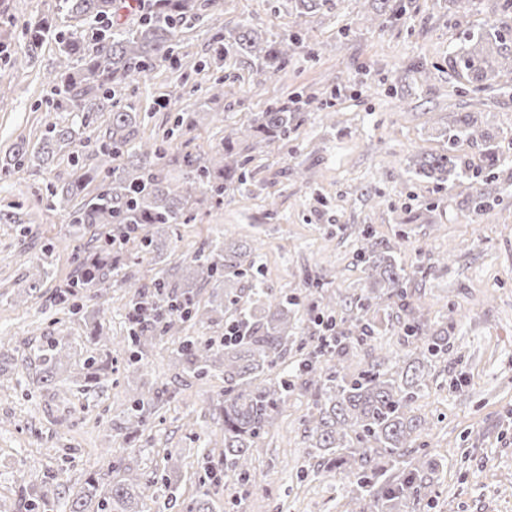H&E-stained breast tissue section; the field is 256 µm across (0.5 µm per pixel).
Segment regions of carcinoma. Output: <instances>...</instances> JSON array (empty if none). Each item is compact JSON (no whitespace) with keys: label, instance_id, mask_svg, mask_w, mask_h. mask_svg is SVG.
Listing matches in <instances>:
<instances>
[{"label":"carcinoma","instance_id":"1","mask_svg":"<svg viewBox=\"0 0 512 512\" xmlns=\"http://www.w3.org/2000/svg\"><path fill=\"white\" fill-rule=\"evenodd\" d=\"M223 0H154L141 22L132 27L118 22L120 12L133 10L130 0H59L74 24L66 31L53 28L39 18L25 22L18 34V51L10 68L27 66L38 57L47 39L57 48L58 79L55 91L62 96L56 107L75 113L71 124L49 122L37 146L19 142L8 153L4 165L21 169L32 159L49 164L63 148L83 142L85 113L108 112L110 122L96 137L97 164L74 169L71 179L50 192L48 206L63 208L68 223L94 232L84 245L75 275L58 294L71 316L87 320V305H69L76 289L104 294L116 286L124 289L128 328L125 342L131 353L128 366L146 367L148 348L166 336L177 340L176 356L183 369L197 378L224 375V393L216 401L223 415L224 476L234 479L238 492L248 494L259 486L254 465L258 441L273 428L279 409L300 383L310 391L314 412L306 421L309 438L307 456L326 460L340 469L351 486L348 512H405L412 503L432 499L434 479L441 462L424 454L411 457L417 440L428 433V423L410 414L437 361L448 355L452 344L448 330H433L421 321L412 292V279L401 267L391 247L362 230L358 258L371 288L350 301L357 310L355 323L336 319L342 300L316 286V313L311 318L321 333L314 345L297 341L293 323L294 302L267 295L251 285L237 289L252 268L258 248L248 240L228 244L224 232L203 245L192 259L173 271L140 277L124 268L155 255L162 242L155 231H173L192 205L205 200L220 201L228 186L247 183L250 158L233 152L228 145L204 159L189 151L179 154L182 183L173 184L162 175L161 161L169 155L175 133L185 134L197 122L195 112H176L173 126L161 140L136 143L139 113L132 105L115 107L123 90L138 84L158 64L174 63L178 34L182 27L220 14ZM216 52L244 57L261 75L277 72L288 57L303 45L298 33L270 38L254 28L229 35L214 34ZM460 75L477 89L489 88L503 71L512 72V48L502 31L493 26L460 47L454 57ZM296 107L271 103L257 113L240 134L268 143L285 140L293 129ZM445 148L416 163L415 175L446 186L461 178L476 182L493 179L491 170L499 157L497 146H489L485 165H474L457 152L463 140L486 139L476 120L465 114L443 130ZM94 189H89V186ZM212 288L211 299L200 304L195 288ZM393 305L397 328L422 347L416 358L400 366L401 356L389 352L356 376L345 372L343 362L377 329L375 313ZM233 317L235 336L211 337L204 341L186 333L198 324L219 325ZM95 354L83 363L84 383L96 382L112 370L108 342L100 325L88 335ZM65 336L45 346H28L17 353L21 372L32 361L42 366L41 379L52 381L55 370L68 357ZM280 366L276 378L266 375ZM165 391L140 394L127 409L126 434L146 430L148 419L166 402ZM178 460L167 454L160 472L142 480L119 457L112 461V485L103 487L89 476L85 487L72 498L69 512H143L144 502L168 491L161 508L180 512H213L209 490L199 488L188 497L179 491L173 474ZM33 512H48L55 490L48 484L22 486Z\"/></svg>","mask_w":512,"mask_h":512}]
</instances>
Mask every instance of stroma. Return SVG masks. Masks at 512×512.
<instances>
[{
    "mask_svg": "<svg viewBox=\"0 0 512 512\" xmlns=\"http://www.w3.org/2000/svg\"><path fill=\"white\" fill-rule=\"evenodd\" d=\"M397 2L404 11L394 20L377 15L370 0H327L320 12L303 16L291 0H224L218 19L182 30L180 65L157 67L118 96V105L151 112L137 128L145 142L170 118L156 100L181 86L179 105L197 113L198 122L175 145L205 158L229 141L243 149L237 130L269 103L302 90L323 97L299 109L288 139L257 144L245 185L228 189L223 204L194 205L162 257L142 260L138 270L149 276L185 264L219 229L253 241L262 288L296 300L307 339V284L327 283L344 299L360 294L367 284L357 257L360 230L397 244L399 264L415 275L424 320L435 329L447 326L454 343L411 406L430 426L417 452L443 464L437 497L421 512H512V73L495 88L468 92L452 67L465 37L491 26L512 36V10L502 0H472L465 10L454 0ZM38 18L60 30L69 25L58 0H0V51L14 48L8 24ZM244 25L274 37L300 32L303 47L270 77L232 56L215 66L216 29ZM56 66L49 41L34 63L0 77V158L15 143L36 144L45 122H71L70 112L52 107L49 75ZM218 75L226 94L212 103L208 88ZM467 113L499 147L493 181L443 188L416 177L413 159L440 152L442 130ZM89 121L86 141L64 148L50 165L0 172V210L21 217L0 223V292L21 287L30 261L46 260L48 271L42 287L21 301L0 295V338L7 342L0 348V512H28L19 492L24 477L56 483L55 512H68L88 476L111 484L113 457L150 475L151 456L128 453V439L112 429L133 391L164 387L171 395L154 415L146 445L179 459L182 492L198 485L199 448L223 435L214 405L223 375H183L171 339L149 350L144 370H127L121 289L100 300L112 338L111 376L86 391L74 382L89 355L88 329L55 297L77 264L74 249L61 244L76 228L64 210L47 207L45 188L67 182L75 162L90 164L93 138L109 116L93 112ZM479 191L489 201L475 216L470 201ZM59 336L68 337L70 350L52 384L34 369L17 378L18 349ZM407 348L382 313L374 339L358 346L345 367L357 374L383 353ZM310 412L309 394L295 390L259 442L260 488L241 497L232 483L210 484L214 512H344L349 488L336 469L309 467L304 421Z\"/></svg>",
    "mask_w": 512,
    "mask_h": 512,
    "instance_id": "obj_1",
    "label": "stroma"
}]
</instances>
